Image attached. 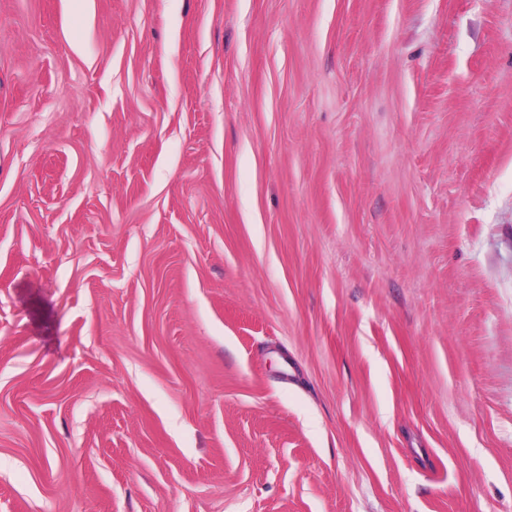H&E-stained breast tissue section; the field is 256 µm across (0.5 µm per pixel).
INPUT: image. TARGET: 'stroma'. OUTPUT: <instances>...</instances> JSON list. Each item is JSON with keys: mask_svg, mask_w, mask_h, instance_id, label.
<instances>
[{"mask_svg": "<svg viewBox=\"0 0 512 512\" xmlns=\"http://www.w3.org/2000/svg\"><path fill=\"white\" fill-rule=\"evenodd\" d=\"M0 512H512V0H0Z\"/></svg>", "mask_w": 512, "mask_h": 512, "instance_id": "1", "label": "stroma"}]
</instances>
